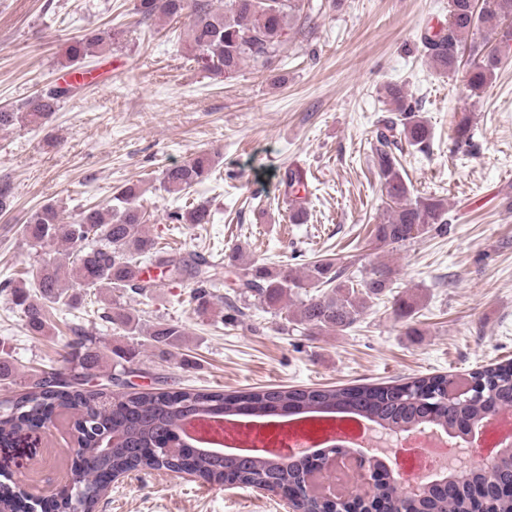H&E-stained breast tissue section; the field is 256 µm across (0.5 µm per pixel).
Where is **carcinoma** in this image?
Wrapping results in <instances>:
<instances>
[{
    "instance_id": "carcinoma-1",
    "label": "carcinoma",
    "mask_w": 512,
    "mask_h": 512,
    "mask_svg": "<svg viewBox=\"0 0 512 512\" xmlns=\"http://www.w3.org/2000/svg\"><path fill=\"white\" fill-rule=\"evenodd\" d=\"M312 0H137L135 13L142 21L156 18L184 20L189 44L185 58L214 75H230L250 63L266 69L269 59L284 52L293 19L311 21ZM484 34L482 42H468L470 34ZM419 42L440 75L456 72L458 52L468 46L472 57L465 90L475 96L490 83L502 58L512 53V0H482L479 10L473 0H448V19L439 29L420 33ZM112 45V32L101 31L74 39L65 52L68 69H78ZM76 86H49L27 100L23 111L0 107V130L22 120L40 123L48 119ZM391 111L398 113L376 130L373 163L385 196L391 202L387 219L376 226L380 247L397 248L422 237L448 231V201L433 195H413L404 177L400 156L411 148L428 147L431 128L418 114V103L409 92L387 89ZM471 117L462 113L455 126V143L470 146ZM212 158L199 154L189 161L166 168L160 181L163 191L181 197L210 174ZM281 183L288 199V220L298 224L307 214L309 180L299 166L286 168ZM140 188L125 184L116 189L103 207L80 209L71 221L58 207L45 203L33 210L22 234L34 250L56 247L64 261L42 257L29 265L20 282L10 280L0 287L23 317L27 331L46 335L47 309L74 308L84 301L69 289L86 291L107 288L120 294L146 295L158 287L147 275L150 267L163 270L169 281L193 283L190 299L206 312L215 290L231 288L228 310L240 313L255 300L262 308L282 318L279 329L307 336L335 335L350 327L369 308V301L386 293L392 284V268L374 264L358 278L335 258L321 257L303 271L282 266L272 268L263 260L245 261L235 249L226 262L204 257L188 259L158 246L145 231V214L138 205ZM177 224H208L210 213L203 206L170 213ZM298 299L297 311L288 313V302ZM417 294L395 298L399 318L417 313ZM103 319L127 336L141 333L140 319L129 309L115 305ZM187 331L175 320L156 322L146 341L169 356L182 347ZM139 349L117 347L106 353L93 333L72 330L66 337L61 367L42 372L25 390L0 398V443H8L43 418L66 420L72 411L88 422L89 429L76 428L77 461L71 478L55 498L58 506L73 512H95L113 476L132 471H187L209 484L224 483V473L235 475L240 485L276 493L296 488L301 497L294 502L298 512H325L314 494L302 487L304 474L315 462L291 460L263 451H248L228 457L216 448L194 447L181 434L183 422L195 416L225 419L273 420L287 416L349 414L367 419L384 430L407 431L437 427L461 433L464 421H479L491 409L512 408V361L477 369L470 374L473 387L468 398L448 402L444 390L450 375L420 378L383 386L269 388L226 395L222 392L181 388L143 392L133 383H116L122 375L136 372ZM16 365L6 347L0 348V385L12 383ZM99 380V390L88 393L82 386ZM512 486V454H503L490 472L473 468L458 472L444 491L424 489L403 492L392 483H376L371 502L384 503L385 512H475V495L485 497L486 512H512V494L499 488Z\"/></svg>"
}]
</instances>
